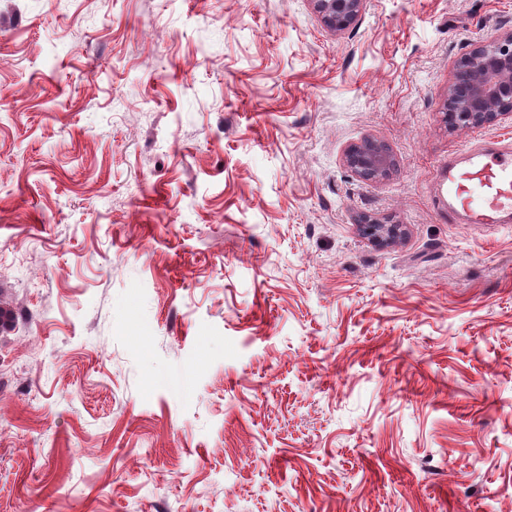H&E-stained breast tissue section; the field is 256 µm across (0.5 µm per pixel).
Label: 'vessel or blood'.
Returning a JSON list of instances; mask_svg holds the SVG:
<instances>
[{
  "label": "vessel or blood",
  "mask_w": 512,
  "mask_h": 512,
  "mask_svg": "<svg viewBox=\"0 0 512 512\" xmlns=\"http://www.w3.org/2000/svg\"><path fill=\"white\" fill-rule=\"evenodd\" d=\"M440 179L446 188L445 216L451 224L512 222V144L502 140L473 144L449 158Z\"/></svg>",
  "instance_id": "obj_1"
}]
</instances>
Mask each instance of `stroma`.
Returning <instances> with one entry per match:
<instances>
[{"label":"stroma","instance_id":"35a3bbf8","mask_svg":"<svg viewBox=\"0 0 512 512\" xmlns=\"http://www.w3.org/2000/svg\"><path fill=\"white\" fill-rule=\"evenodd\" d=\"M512 0L0 6V512H512V224L436 173ZM373 136L397 165L342 164ZM409 227L378 249L355 218ZM321 24L340 33L358 22L365 11L366 0H309ZM342 161L355 176L371 184L384 181L394 167V158L387 145L373 137L350 144Z\"/></svg>","mask_w":512,"mask_h":512}]
</instances>
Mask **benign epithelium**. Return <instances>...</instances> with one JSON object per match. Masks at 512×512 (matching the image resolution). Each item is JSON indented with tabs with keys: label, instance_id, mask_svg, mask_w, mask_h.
Returning <instances> with one entry per match:
<instances>
[{
	"label": "benign epithelium",
	"instance_id": "obj_1",
	"mask_svg": "<svg viewBox=\"0 0 512 512\" xmlns=\"http://www.w3.org/2000/svg\"><path fill=\"white\" fill-rule=\"evenodd\" d=\"M321 24L340 33L358 22L366 0H309ZM443 109L453 129L494 124L512 118V31L476 42L471 52L454 66ZM343 164L366 183L385 180L394 158L382 141L366 137L350 144ZM360 235L370 244L387 247L404 240L409 225L390 224L364 214L358 220Z\"/></svg>",
	"mask_w": 512,
	"mask_h": 512
}]
</instances>
